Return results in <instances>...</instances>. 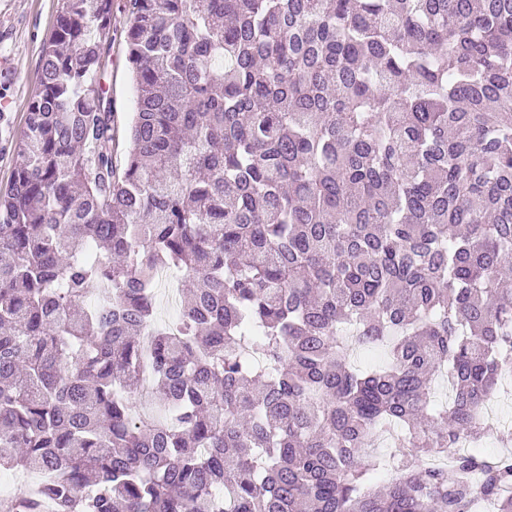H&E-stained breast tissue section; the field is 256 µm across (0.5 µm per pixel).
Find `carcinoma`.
I'll return each mask as SVG.
<instances>
[{
	"label": "carcinoma",
	"instance_id": "cac0c4a2",
	"mask_svg": "<svg viewBox=\"0 0 512 512\" xmlns=\"http://www.w3.org/2000/svg\"><path fill=\"white\" fill-rule=\"evenodd\" d=\"M110 41L63 0L0 188V469L41 476L0 512H512V453L456 451L512 366V0H128L121 141ZM159 268L197 284L146 343Z\"/></svg>",
	"mask_w": 512,
	"mask_h": 512
}]
</instances>
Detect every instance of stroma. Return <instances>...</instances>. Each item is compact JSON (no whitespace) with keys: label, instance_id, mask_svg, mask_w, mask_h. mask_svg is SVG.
Returning <instances> with one entry per match:
<instances>
[{"label":"stroma","instance_id":"stroma-1","mask_svg":"<svg viewBox=\"0 0 512 512\" xmlns=\"http://www.w3.org/2000/svg\"><path fill=\"white\" fill-rule=\"evenodd\" d=\"M62 0H0V187L14 171V145L26 128L29 104L39 90V66L45 40L53 30ZM127 0H112V46L100 82L108 89L117 118L134 108L126 62Z\"/></svg>","mask_w":512,"mask_h":512}]
</instances>
